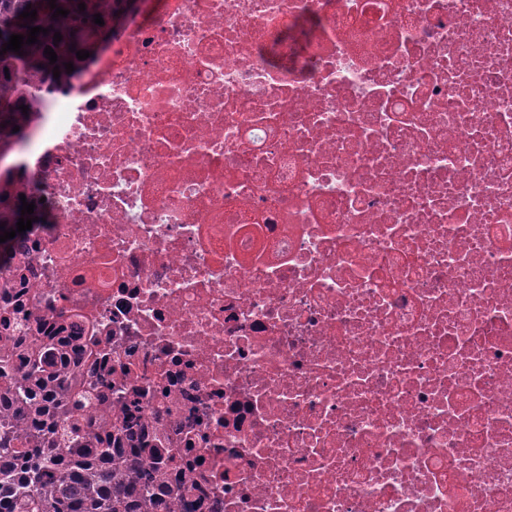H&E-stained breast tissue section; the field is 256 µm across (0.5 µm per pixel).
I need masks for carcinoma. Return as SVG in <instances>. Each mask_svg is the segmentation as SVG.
Wrapping results in <instances>:
<instances>
[{"label":"carcinoma","mask_w":512,"mask_h":512,"mask_svg":"<svg viewBox=\"0 0 512 512\" xmlns=\"http://www.w3.org/2000/svg\"><path fill=\"white\" fill-rule=\"evenodd\" d=\"M114 1L121 11L103 26L94 23L93 15L105 14ZM137 2L56 0L69 14L54 19L48 0H0V48L12 34L28 38L30 26L48 30L37 43L23 45V54L0 56V163L27 147L34 120L5 105L14 94L5 69L21 59L49 73L57 65L67 74L72 42L91 51L103 46L122 12L135 10ZM28 5L37 11L34 20L20 17ZM57 32L62 40L56 44ZM47 47L57 54L53 65L44 55ZM11 189L12 176L0 173V234L17 229L21 217L47 223L46 209L21 214ZM82 358L72 338L25 343L0 333V512H176L170 479L175 458L164 454L166 436L145 425L140 393L113 404L112 381L87 382Z\"/></svg>","instance_id":"obj_1"}]
</instances>
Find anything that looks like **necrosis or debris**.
I'll return each instance as SVG.
<instances>
[{"mask_svg":"<svg viewBox=\"0 0 512 512\" xmlns=\"http://www.w3.org/2000/svg\"><path fill=\"white\" fill-rule=\"evenodd\" d=\"M12 81L0 321L141 392L197 512H512V0H141Z\"/></svg>","mask_w":512,"mask_h":512,"instance_id":"4bbe7bcc","label":"necrosis or debris"}]
</instances>
